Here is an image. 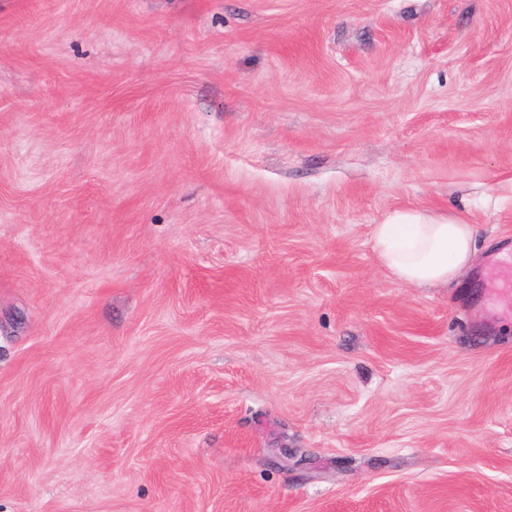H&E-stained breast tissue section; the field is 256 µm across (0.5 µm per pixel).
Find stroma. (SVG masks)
<instances>
[{
  "label": "stroma",
  "mask_w": 512,
  "mask_h": 512,
  "mask_svg": "<svg viewBox=\"0 0 512 512\" xmlns=\"http://www.w3.org/2000/svg\"><path fill=\"white\" fill-rule=\"evenodd\" d=\"M511 182L512 0H0V512H512ZM477 226L428 210H395L374 224V251L380 265L403 284L448 285L475 261Z\"/></svg>",
  "instance_id": "1"
}]
</instances>
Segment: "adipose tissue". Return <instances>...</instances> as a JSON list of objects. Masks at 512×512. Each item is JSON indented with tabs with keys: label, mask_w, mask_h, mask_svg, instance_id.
<instances>
[{
	"label": "adipose tissue",
	"mask_w": 512,
	"mask_h": 512,
	"mask_svg": "<svg viewBox=\"0 0 512 512\" xmlns=\"http://www.w3.org/2000/svg\"><path fill=\"white\" fill-rule=\"evenodd\" d=\"M477 225L428 210H396L372 229L381 266L421 288L456 282L474 263Z\"/></svg>",
	"instance_id": "ef3b65f1"
}]
</instances>
